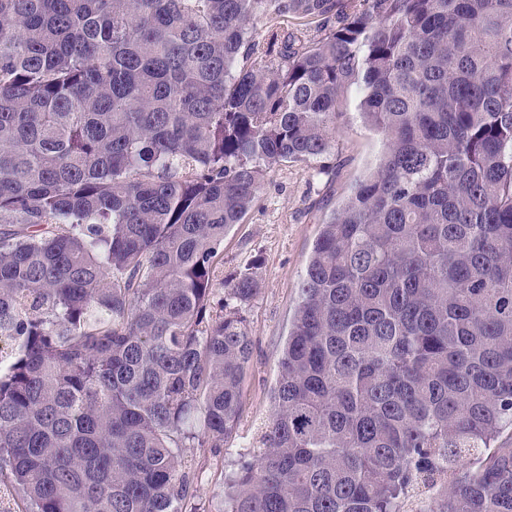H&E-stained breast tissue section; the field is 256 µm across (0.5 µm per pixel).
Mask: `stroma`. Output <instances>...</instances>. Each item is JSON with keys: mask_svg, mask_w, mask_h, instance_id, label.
Here are the masks:
<instances>
[{"mask_svg": "<svg viewBox=\"0 0 512 512\" xmlns=\"http://www.w3.org/2000/svg\"><path fill=\"white\" fill-rule=\"evenodd\" d=\"M358 102L352 90L340 105L329 170L319 173L315 161L273 169L260 187L255 207L224 239L225 275L258 255L263 260L262 285L245 310L253 352L241 385L238 426L220 451H186L196 473V502L205 512H224L225 483L239 463L250 460L251 449L259 445L260 429L272 414L271 391L282 346L322 221L381 154L382 137L363 125Z\"/></svg>", "mask_w": 512, "mask_h": 512, "instance_id": "obj_1", "label": "stroma"}]
</instances>
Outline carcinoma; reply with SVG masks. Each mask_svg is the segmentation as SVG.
<instances>
[{
    "instance_id": "cac0c4a2",
    "label": "carcinoma",
    "mask_w": 512,
    "mask_h": 512,
    "mask_svg": "<svg viewBox=\"0 0 512 512\" xmlns=\"http://www.w3.org/2000/svg\"><path fill=\"white\" fill-rule=\"evenodd\" d=\"M353 87L381 157L225 512H512V0H0V499L199 512L261 288L224 238Z\"/></svg>"
}]
</instances>
